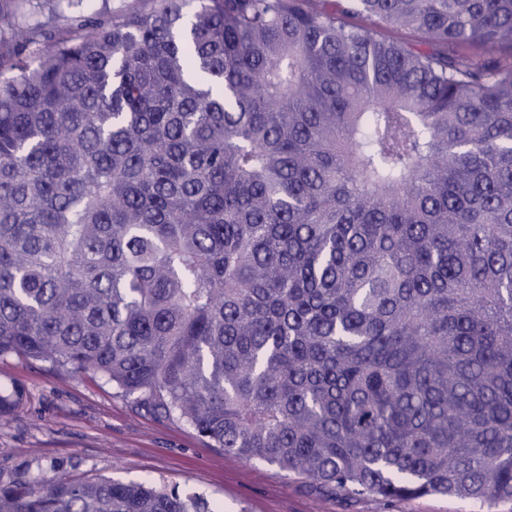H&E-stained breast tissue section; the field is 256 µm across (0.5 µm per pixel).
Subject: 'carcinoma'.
Here are the masks:
<instances>
[{
    "instance_id": "obj_1",
    "label": "carcinoma",
    "mask_w": 512,
    "mask_h": 512,
    "mask_svg": "<svg viewBox=\"0 0 512 512\" xmlns=\"http://www.w3.org/2000/svg\"><path fill=\"white\" fill-rule=\"evenodd\" d=\"M309 2L60 35L0 0V357L348 496L512 501V0ZM220 510L0 488V512ZM378 34L383 38L404 43L415 49L429 50L432 47L428 44L427 39L415 30L379 29Z\"/></svg>"
}]
</instances>
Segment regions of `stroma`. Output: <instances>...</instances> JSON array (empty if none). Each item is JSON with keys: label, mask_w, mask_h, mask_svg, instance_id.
Returning <instances> with one entry per match:
<instances>
[{"label": "stroma", "mask_w": 512, "mask_h": 512, "mask_svg": "<svg viewBox=\"0 0 512 512\" xmlns=\"http://www.w3.org/2000/svg\"><path fill=\"white\" fill-rule=\"evenodd\" d=\"M22 399L0 417V487L65 478L177 485L224 512H512V503L432 495L387 502L348 497L255 460L224 455L186 422L157 415L100 374L0 359V395Z\"/></svg>", "instance_id": "obj_1"}]
</instances>
